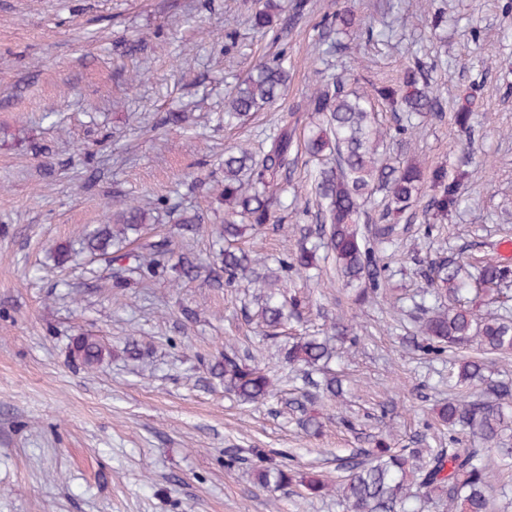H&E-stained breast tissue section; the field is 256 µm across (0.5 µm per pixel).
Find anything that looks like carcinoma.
<instances>
[{"mask_svg": "<svg viewBox=\"0 0 512 512\" xmlns=\"http://www.w3.org/2000/svg\"><path fill=\"white\" fill-rule=\"evenodd\" d=\"M386 6L391 3L374 4L367 20L359 22L351 11L336 10L315 41L317 55L340 51L341 36L356 24L367 41L390 45L392 36L376 24L375 16ZM310 8L308 0H298L283 25L296 27ZM422 20L435 31L448 23V13L444 8L428 10ZM287 64L283 53L255 64L227 93L224 120L248 117L282 98L287 90ZM351 77L341 72L325 78L307 98L310 116L303 141L297 139L301 119L290 112L281 117L276 132L262 140L261 153L242 145L224 150V224L216 228L219 248L209 265L202 266L183 252L186 234L200 230L197 219L186 218L180 225L181 242L162 239L147 244L146 253L137 256L135 264L118 266L114 287H122L128 273L150 281L174 257L177 262L172 268L183 279L202 277L211 285L226 288L253 280L263 291L254 296L246 313L267 339L285 335L291 320L299 318L308 305L304 297L286 295L285 279L317 268L321 259L334 262L338 280L354 301L379 302L389 274L377 254L396 245L400 236L392 217L416 206L427 184L431 194L424 213L432 219L427 226V233H432L433 225L444 223L459 210L461 186L472 172L460 170L450 178L443 164L426 170L417 162L395 166L382 158L380 147L390 132L413 137L423 128L421 119L441 121L446 117L447 103L431 88L422 57L411 56L402 84L384 85L372 94L351 87ZM380 105L395 113L394 130L380 124ZM301 147L321 161L314 177L319 228L315 236L302 235L295 250L279 261L280 270L274 271L264 267L263 258L238 243L268 226L285 231V225L276 223V209L286 192L278 177L290 172ZM378 191L385 192V203L377 211L378 222L372 224L368 204ZM150 219L149 207L127 202L105 223L85 232L84 248L94 256L120 263L128 257L127 245L141 239ZM421 278V288L410 297L414 350L441 358L453 350L476 346L482 356L449 362L448 381L478 391L467 398H450L440 407L438 418L448 430L446 448L393 451L376 440L373 447L354 448L340 458L345 476L335 490L344 512H412L409 502L418 492L428 503L447 502L448 512H488L487 490L494 478L488 449L464 446L456 434L458 429L468 428L481 439L496 443L512 426V379L494 380L485 375L487 356L512 354V265L497 258L450 252L427 261ZM475 287L491 296L494 310L481 313L474 308L469 295ZM331 331L345 349L331 345L332 335L298 333L285 348L284 359L303 385L335 398L343 394L342 379L325 372L324 367L333 357L357 347L360 336L351 326L335 324ZM105 352L106 347L91 336L77 337L72 346L74 357L87 368L99 363ZM212 374L243 403L262 404L275 394L269 372L258 363H247L231 346L224 347V356L212 366ZM252 471L263 488L294 484L300 494L312 497L330 488L327 481L315 476L294 479L293 470L282 463L256 465Z\"/></svg>", "mask_w": 512, "mask_h": 512, "instance_id": "1", "label": "carcinoma"}]
</instances>
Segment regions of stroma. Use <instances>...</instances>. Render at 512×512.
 <instances>
[{"label":"stroma","instance_id":"1","mask_svg":"<svg viewBox=\"0 0 512 512\" xmlns=\"http://www.w3.org/2000/svg\"><path fill=\"white\" fill-rule=\"evenodd\" d=\"M448 25L425 27L416 0L387 19L392 46L346 36L342 58H314L312 45L336 9L368 14L367 0H317L280 40L253 29V0H0V512H343L335 495L266 489L247 469L226 468L231 448L293 454L301 472L336 482L337 458L379 435L394 448H444L436 425L448 400V362L419 356L406 341L410 316L393 315L421 286L420 259L448 249L493 252L512 229V0H433ZM236 34L232 50L224 34ZM287 53L288 93L255 118L225 124L224 96L259 59ZM444 56L451 73L431 84L450 115L420 138L388 142L391 163L477 169L464 203L432 238L423 213L408 221L397 252L385 253L388 301L356 306L334 279L292 277L311 295L300 328L353 325L362 336L342 364L343 397L317 399L326 423L305 437L288 401L294 384L279 342L244 316L243 291L204 280L114 285L108 259L57 265V247L133 198L151 202L150 240L178 238L184 217L202 214L189 250L207 261L213 225L224 221V150L261 140L278 114L301 111L307 95L351 65L367 91L402 77L414 53ZM472 114L463 133L452 115ZM169 112L182 125L161 124ZM307 155L290 175L295 199L278 210L289 234L265 232L247 250L284 257L301 229H315ZM197 312L185 320L183 308ZM110 349L94 368L71 355L76 337ZM140 353L129 357L128 342ZM254 357L279 379L275 400L242 404L210 371L225 346ZM395 410L381 415L380 407ZM351 413L356 427L336 424Z\"/></svg>","mask_w":512,"mask_h":512}]
</instances>
